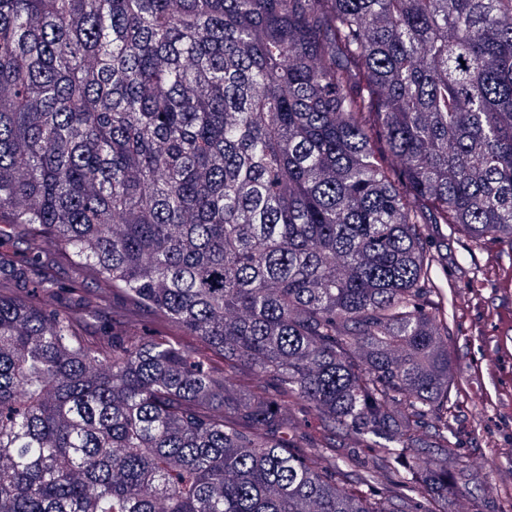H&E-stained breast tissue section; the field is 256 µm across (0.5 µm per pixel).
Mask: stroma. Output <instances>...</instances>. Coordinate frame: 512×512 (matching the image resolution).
<instances>
[{
  "instance_id": "obj_1",
  "label": "stroma",
  "mask_w": 512,
  "mask_h": 512,
  "mask_svg": "<svg viewBox=\"0 0 512 512\" xmlns=\"http://www.w3.org/2000/svg\"><path fill=\"white\" fill-rule=\"evenodd\" d=\"M435 240L448 255V277L457 285L454 310L462 321L448 344L455 372V451L474 473L496 485L507 483L512 481V325L505 316L512 312V247L489 241L477 251V261L498 267L499 277L475 293L466 288L460 266L471 246L468 238L446 228ZM50 271L63 286L58 306L75 308L85 339L94 342L112 331L148 336L157 329L155 315L61 254L53 255Z\"/></svg>"
}]
</instances>
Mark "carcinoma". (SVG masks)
Wrapping results in <instances>:
<instances>
[{
    "instance_id": "1",
    "label": "carcinoma",
    "mask_w": 512,
    "mask_h": 512,
    "mask_svg": "<svg viewBox=\"0 0 512 512\" xmlns=\"http://www.w3.org/2000/svg\"><path fill=\"white\" fill-rule=\"evenodd\" d=\"M442 224L512 247V0H0L18 284L60 251L224 358L0 295V512L511 499L451 449ZM306 426L304 428L305 432L312 438L314 442L320 444H328L329 446H335L336 444V452L342 451V448H338L343 446L347 440H344L338 434L327 432L318 417L313 411L307 412L306 414Z\"/></svg>"
}]
</instances>
